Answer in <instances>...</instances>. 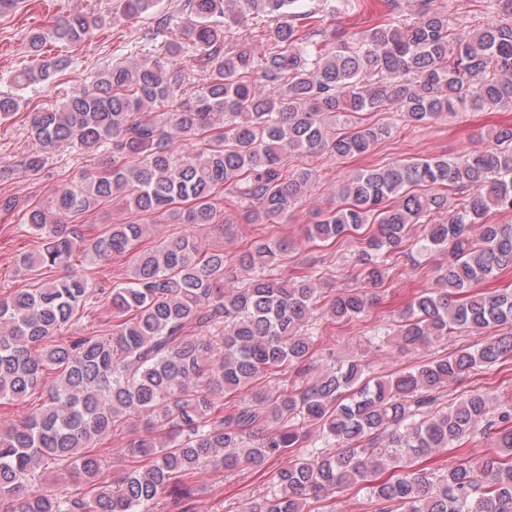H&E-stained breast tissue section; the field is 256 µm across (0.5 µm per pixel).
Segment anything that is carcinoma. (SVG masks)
Wrapping results in <instances>:
<instances>
[{"label": "carcinoma", "instance_id": "carcinoma-1", "mask_svg": "<svg viewBox=\"0 0 512 512\" xmlns=\"http://www.w3.org/2000/svg\"><path fill=\"white\" fill-rule=\"evenodd\" d=\"M157 2L117 0L115 9L132 20ZM482 2L495 21L479 29L420 0L414 18L377 22L353 46H312L304 29L317 12L303 0H185L200 84L187 91L175 76L183 46L171 40L163 56L115 62L60 106L29 112L28 133L43 150L110 148L112 167L24 213L42 244L20 261L32 287L0 296V405L35 394L40 404L0 427L5 512H164L188 475L283 456L273 494L250 500L245 512H322L311 504L355 486L368 490L376 512H512V402L473 390L440 405L450 385L512 358V289H479L512 269V224L488 220L512 215V124L494 128L481 150L361 169L336 184V206L305 225L308 241L356 244L371 288L382 287L386 257L416 224L425 225L423 249L446 256L393 333L405 347L461 333L481 341L395 376H371L348 359L301 388L257 389L287 367L305 374L317 321L355 319L372 298L353 288L319 310L317 273L271 275L289 240L255 242L238 257L246 278L228 281L224 250L202 251L191 233L225 223L222 194L246 204L250 224L288 216L316 181L290 158L362 156L397 132L365 115L395 112L417 127L460 110L511 111L512 0ZM248 14L273 20L260 54L238 33ZM103 24L76 11L32 33V62L11 83L23 91L52 80L68 60L44 52L47 42L81 43ZM19 108L20 96L0 94V122ZM116 198L155 224L186 230L137 254L129 282L97 288L72 258L124 256L150 230L108 224L88 238L71 223ZM59 267L63 276L47 277ZM99 306L112 311V333L61 336ZM246 391L250 400L224 411L226 396ZM133 418L146 429L124 453L150 464L110 484L88 449ZM487 430L496 451L439 474L418 467ZM56 470L91 485L88 495L45 490L44 475Z\"/></svg>", "mask_w": 512, "mask_h": 512}]
</instances>
